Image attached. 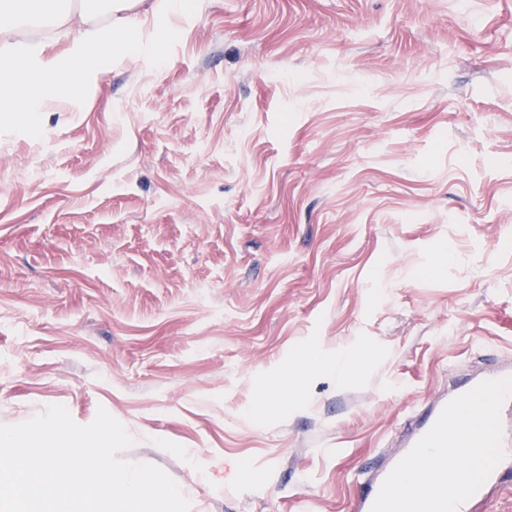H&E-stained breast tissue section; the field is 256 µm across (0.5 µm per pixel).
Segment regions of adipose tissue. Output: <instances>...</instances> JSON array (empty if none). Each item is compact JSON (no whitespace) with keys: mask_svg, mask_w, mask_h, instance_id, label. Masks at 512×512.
Returning <instances> with one entry per match:
<instances>
[{"mask_svg":"<svg viewBox=\"0 0 512 512\" xmlns=\"http://www.w3.org/2000/svg\"><path fill=\"white\" fill-rule=\"evenodd\" d=\"M186 0H78L75 7L57 9L55 0H0V115L21 113L19 131H33L35 113L47 111L60 93L70 91L69 109H83L81 91L98 78L103 65H120L133 55L159 57L173 36L168 20L185 13ZM110 13V25L95 18ZM78 26L77 37L62 52L12 40V32L27 22ZM360 362L351 355L329 361L317 356L300 359L287 374L270 378L265 388L277 392L297 383L310 370H326L337 378L352 374Z\"/></svg>","mask_w":512,"mask_h":512,"instance_id":"adipose-tissue-1","label":"adipose tissue"}]
</instances>
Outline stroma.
<instances>
[{
	"label": "stroma",
	"mask_w": 512,
	"mask_h": 512,
	"mask_svg": "<svg viewBox=\"0 0 512 512\" xmlns=\"http://www.w3.org/2000/svg\"><path fill=\"white\" fill-rule=\"evenodd\" d=\"M0 132V424L105 408L190 512H349L512 359V0H189ZM357 350L268 412L263 379ZM512 376V365H501L461 380L447 396H439L425 403L414 412V424L404 442L401 452L396 455L384 468L368 476L360 482L359 493L356 498L353 512H371V507L378 495L381 484L388 476L397 462L408 453L412 447L433 426L439 414L456 396L464 394L485 380L499 379Z\"/></svg>",
	"instance_id": "obj_1"
}]
</instances>
